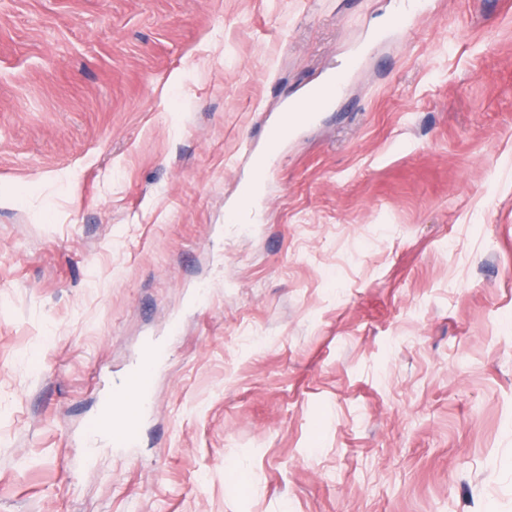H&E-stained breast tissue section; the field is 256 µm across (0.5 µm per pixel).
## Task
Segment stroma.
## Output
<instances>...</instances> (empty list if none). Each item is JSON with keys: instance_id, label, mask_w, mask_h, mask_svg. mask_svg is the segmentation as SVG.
Here are the masks:
<instances>
[{"instance_id": "1", "label": "stroma", "mask_w": 512, "mask_h": 512, "mask_svg": "<svg viewBox=\"0 0 512 512\" xmlns=\"http://www.w3.org/2000/svg\"><path fill=\"white\" fill-rule=\"evenodd\" d=\"M401 6L0 0V512H512V0ZM340 92L341 83L336 82V78H331L321 86L310 90L304 96L299 106L305 112L296 113L294 111L297 105H289L284 109V112L278 113L272 120H265V123L270 127L275 136L284 137L291 131L298 115L309 119L315 118L318 112H323L337 101ZM165 355V350L155 344H148L142 350L137 366L129 373L124 390L136 397V401L124 406L117 399L106 400L96 417L94 431L86 435L85 444L95 448L111 434L112 446L126 448L133 445L140 435V416L149 406L147 395L151 380V366Z\"/></svg>"}]
</instances>
